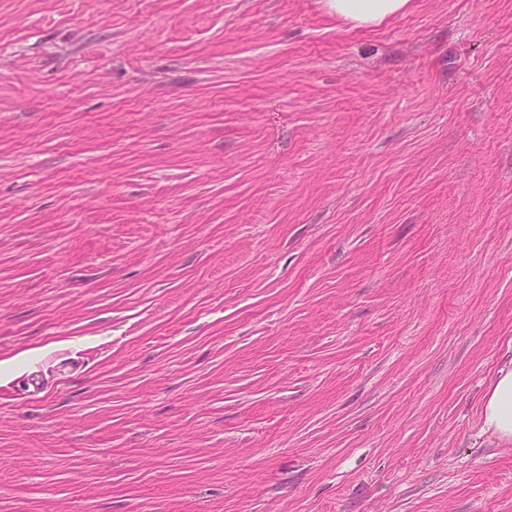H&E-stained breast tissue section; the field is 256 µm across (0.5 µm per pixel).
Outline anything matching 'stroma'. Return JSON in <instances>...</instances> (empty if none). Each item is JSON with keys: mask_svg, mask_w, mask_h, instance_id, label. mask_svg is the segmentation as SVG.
Wrapping results in <instances>:
<instances>
[{"mask_svg": "<svg viewBox=\"0 0 512 512\" xmlns=\"http://www.w3.org/2000/svg\"><path fill=\"white\" fill-rule=\"evenodd\" d=\"M0 512H512V0H0ZM413 0H324L328 14L354 27H377L413 8ZM481 417L499 443L512 444V369H501L488 388Z\"/></svg>", "mask_w": 512, "mask_h": 512, "instance_id": "35a3bbf8", "label": "stroma"}]
</instances>
